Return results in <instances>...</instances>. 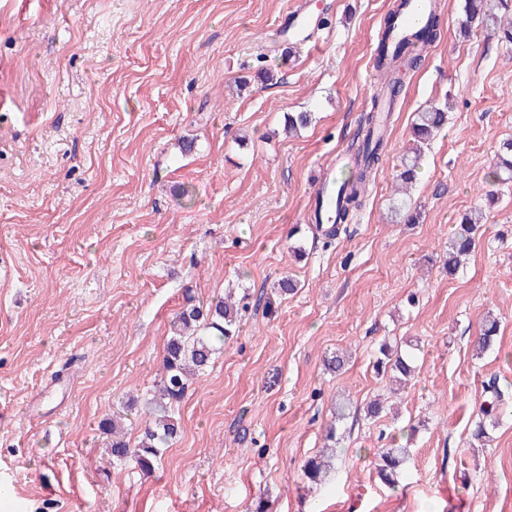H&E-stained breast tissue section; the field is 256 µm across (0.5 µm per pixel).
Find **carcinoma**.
Listing matches in <instances>:
<instances>
[{
	"label": "carcinoma",
	"instance_id": "1",
	"mask_svg": "<svg viewBox=\"0 0 512 512\" xmlns=\"http://www.w3.org/2000/svg\"><path fill=\"white\" fill-rule=\"evenodd\" d=\"M399 9L389 12L384 21L381 38L376 49L375 69L380 72L383 82L371 98V107L364 114L363 136L351 156L355 165L347 174L338 178V206L335 212L336 224H343L349 214L362 206L367 184L381 160L385 147L382 128L387 120L385 108L393 107L395 99L403 87L402 77L408 70L420 66L422 55L414 52L419 41L434 43L438 37L439 20L431 14L427 24L419 31L395 38ZM491 26L501 33V37L512 42V21H504L494 14L488 0H465L461 29L469 33L477 26ZM446 118L445 108L432 106L416 113L412 125L414 146L411 155L402 163V170L396 182L407 184L416 177L417 162L423 146L427 144L433 131L440 128ZM309 112H290L285 117L288 131L302 129L312 123ZM490 176L502 184L512 183V139L502 141L493 158ZM480 216L477 213L462 218L458 231L448 240V257L445 264L448 274H455L480 239ZM241 301L232 296L216 297L206 305L186 299L173 320V335L168 339L162 357L161 377L155 386L152 398L145 402L146 415L140 441L130 445L124 440L112 441L110 454L114 465H132L150 474L160 460L162 449L173 445L180 437L181 427L174 415V407L184 398L189 380L203 373L212 363L224 342L238 335ZM499 331L498 321L492 317L481 326L475 340V349L486 352L494 348ZM381 357L374 368L379 375L391 374L407 378L415 372V358L407 353L392 354L391 349L380 347ZM506 399L502 390L495 384L488 386L487 396L479 407L480 417L475 422L472 438L481 441L487 437L488 426L497 423L505 410ZM410 456L406 447L384 448L375 462L380 480L388 487L398 486L404 465ZM331 469L328 457L314 456L302 465L303 476L311 483H319Z\"/></svg>",
	"mask_w": 512,
	"mask_h": 512
}]
</instances>
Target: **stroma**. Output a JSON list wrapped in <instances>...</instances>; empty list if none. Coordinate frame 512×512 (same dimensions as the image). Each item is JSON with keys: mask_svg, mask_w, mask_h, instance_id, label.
Masks as SVG:
<instances>
[{"mask_svg": "<svg viewBox=\"0 0 512 512\" xmlns=\"http://www.w3.org/2000/svg\"><path fill=\"white\" fill-rule=\"evenodd\" d=\"M393 2L0 0V512H512V404L487 445L471 437L486 386L512 395V184L489 177L512 138V44L461 36L464 0H441L363 206L329 246L309 219L360 136ZM260 53L276 80L238 90ZM444 101L419 220L393 222L414 114ZM289 112L314 120L289 136ZM479 205L486 232L449 275L448 240ZM285 275L298 290L281 297ZM228 288L240 333L176 406L178 441L152 474L112 467L101 421L123 415L136 441L128 403L152 393L174 314ZM490 312L500 336L477 357ZM384 342L420 350L395 394L372 369ZM339 351L345 371H326ZM380 394L387 415L366 417ZM332 425L338 457L310 484ZM402 444L391 489L374 461ZM331 469V460L328 457L314 456L308 458L302 465L303 476L311 483H319Z\"/></svg>", "mask_w": 512, "mask_h": 512, "instance_id": "stroma-1", "label": "stroma"}]
</instances>
